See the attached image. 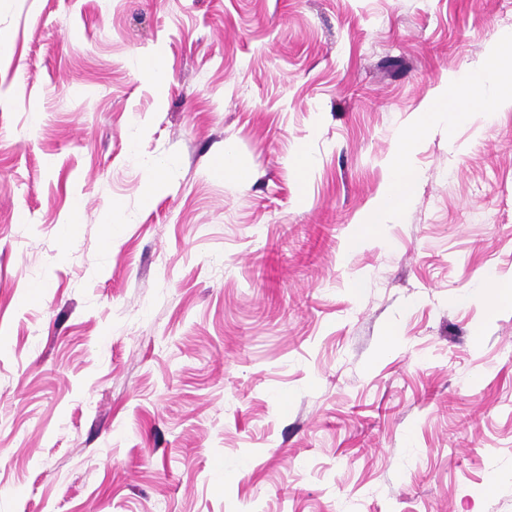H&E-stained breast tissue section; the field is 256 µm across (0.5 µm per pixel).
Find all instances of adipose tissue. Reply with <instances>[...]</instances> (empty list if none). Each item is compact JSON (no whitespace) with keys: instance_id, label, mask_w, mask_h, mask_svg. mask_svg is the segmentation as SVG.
I'll return each instance as SVG.
<instances>
[{"instance_id":"1","label":"adipose tissue","mask_w":512,"mask_h":512,"mask_svg":"<svg viewBox=\"0 0 512 512\" xmlns=\"http://www.w3.org/2000/svg\"><path fill=\"white\" fill-rule=\"evenodd\" d=\"M497 58V52H490L484 64L466 70L453 81L451 94H437L424 112L416 115L398 140L387 187L365 219L364 233L352 240V247L361 246L369 231L382 229L405 210L417 182V172L410 166L409 157L419 138L439 123H446L452 130L470 123L477 114L489 115L512 107V78L503 76Z\"/></svg>"}]
</instances>
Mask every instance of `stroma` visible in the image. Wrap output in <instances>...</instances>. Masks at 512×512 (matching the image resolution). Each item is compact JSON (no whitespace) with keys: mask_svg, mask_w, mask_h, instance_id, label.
<instances>
[{"mask_svg":"<svg viewBox=\"0 0 512 512\" xmlns=\"http://www.w3.org/2000/svg\"><path fill=\"white\" fill-rule=\"evenodd\" d=\"M509 30L512 0H0V512H512V303L462 300L512 283V108L434 128L349 247ZM497 58V50L491 51L484 64L466 70L452 82L450 96L437 94L424 112L416 115L413 124L398 140L387 187L363 222L367 232L381 230L405 210L417 182V172L410 166L409 157L419 138L444 120L448 131L452 132L456 126L473 121L480 112L490 116L492 112L512 107V78L503 76ZM367 232L359 233L352 240V249L366 241Z\"/></svg>","mask_w":512,"mask_h":512,"instance_id":"obj_1","label":"stroma"}]
</instances>
